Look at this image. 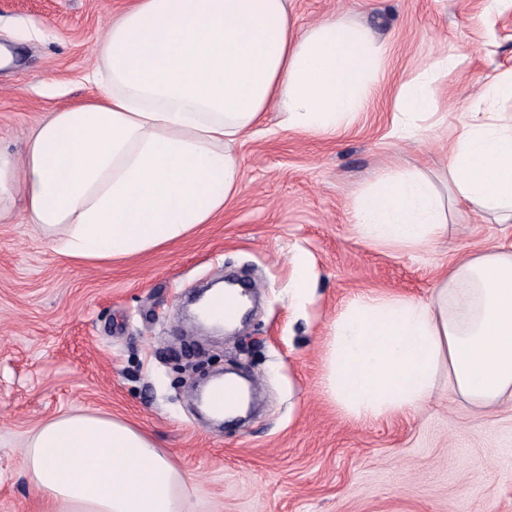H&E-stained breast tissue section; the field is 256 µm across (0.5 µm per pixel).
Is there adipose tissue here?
<instances>
[{"label": "adipose tissue", "instance_id": "obj_1", "mask_svg": "<svg viewBox=\"0 0 512 512\" xmlns=\"http://www.w3.org/2000/svg\"><path fill=\"white\" fill-rule=\"evenodd\" d=\"M390 50L361 25L300 27L288 0H137L110 23L87 76L98 88L28 134L22 158L0 150V223L21 212L71 263L109 264L175 243L211 223L241 191L234 147L269 109L281 125L326 135L365 110ZM461 57L401 86L393 134H421L433 85ZM512 71L484 76L476 107L443 146L439 179L386 172L359 194L362 238L416 250L444 237L449 205L512 224ZM448 391L478 411L512 406V247L459 258L431 300L366 293L333 323L328 400L378 420ZM24 466L56 512H188L187 477L135 426L67 414L26 441Z\"/></svg>", "mask_w": 512, "mask_h": 512}]
</instances>
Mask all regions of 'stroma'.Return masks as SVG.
Listing matches in <instances>:
<instances>
[{
  "label": "stroma",
  "mask_w": 512,
  "mask_h": 512,
  "mask_svg": "<svg viewBox=\"0 0 512 512\" xmlns=\"http://www.w3.org/2000/svg\"><path fill=\"white\" fill-rule=\"evenodd\" d=\"M133 0H0V149L96 93L93 48ZM301 25L348 19L391 51L366 112L333 136L297 134L276 111L236 148L240 194L184 241L109 265L73 264L33 225L0 224V512H49L26 476L27 438L69 412L126 420L187 471L191 512H512V408L477 412L440 383L424 410L350 417L322 392L330 329L363 292L429 299L459 257L512 241V224L456 214L447 236L399 251L363 239L355 198L382 171L437 168L475 107L474 82L512 69V0H291ZM447 126L393 137L399 88L437 59ZM315 286L294 298L298 266ZM235 276L256 307L232 334L189 325L184 298ZM253 384L244 423L209 422L195 383Z\"/></svg>",
  "instance_id": "1"
}]
</instances>
